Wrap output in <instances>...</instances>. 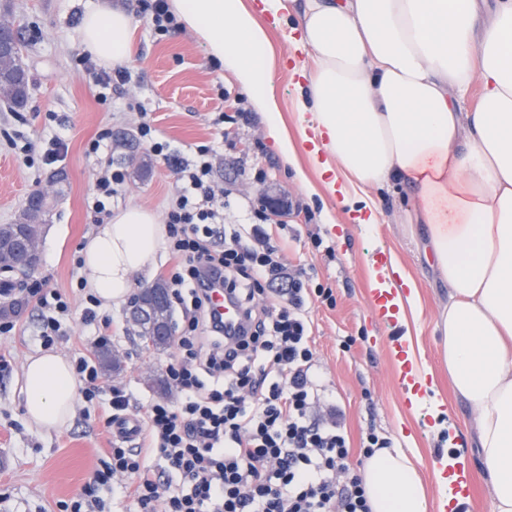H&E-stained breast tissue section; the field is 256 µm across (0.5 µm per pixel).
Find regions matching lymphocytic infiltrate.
Masks as SVG:
<instances>
[{"mask_svg": "<svg viewBox=\"0 0 512 512\" xmlns=\"http://www.w3.org/2000/svg\"><path fill=\"white\" fill-rule=\"evenodd\" d=\"M196 153L197 161L179 163L182 186L165 210L166 245L179 260L166 285L182 313L167 375L180 398L143 405L137 446L113 441L108 461L64 512H98L99 487L117 477L128 478L138 512H371L340 422L315 410L322 386L309 303L328 291L285 264L265 229V206L249 205L247 223L222 230L213 149L201 145ZM125 182L121 166L100 168L86 204L95 223L110 216ZM213 278L245 316L240 337H227L210 307L203 283ZM26 294L39 311L36 338L51 347L70 302L43 282ZM99 306L86 295L80 321L93 332L74 362L89 401L105 391L89 351L112 340Z\"/></svg>", "mask_w": 512, "mask_h": 512, "instance_id": "lymphocytic-infiltrate-1", "label": "lymphocytic infiltrate"}]
</instances>
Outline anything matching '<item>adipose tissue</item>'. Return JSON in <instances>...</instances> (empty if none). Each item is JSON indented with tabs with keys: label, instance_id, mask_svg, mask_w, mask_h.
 <instances>
[{
	"label": "adipose tissue",
	"instance_id": "adipose-tissue-1",
	"mask_svg": "<svg viewBox=\"0 0 512 512\" xmlns=\"http://www.w3.org/2000/svg\"><path fill=\"white\" fill-rule=\"evenodd\" d=\"M183 23L246 89L288 163L298 152L340 208L372 227L368 190L395 185L410 223L448 288L438 320L455 398L472 410L488 512H512V0H263L297 14L291 71L302 85L297 136L285 130L271 81L266 27L242 0H174ZM132 19L101 0L80 40L99 61L131 59ZM481 95L462 104L472 86ZM167 228L130 205L87 237V286L104 310L121 306L133 272L152 264ZM24 417L51 431L72 418L78 385L69 359L32 354ZM361 476L372 512H428L420 472L399 448L367 457Z\"/></svg>",
	"mask_w": 512,
	"mask_h": 512
}]
</instances>
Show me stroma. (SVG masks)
Masks as SVG:
<instances>
[{
	"label": "stroma",
	"instance_id": "obj_1",
	"mask_svg": "<svg viewBox=\"0 0 512 512\" xmlns=\"http://www.w3.org/2000/svg\"><path fill=\"white\" fill-rule=\"evenodd\" d=\"M97 2L0 0V23L9 21L23 28V60L31 79L26 109L17 111L0 101V224L14 221L31 192L42 189L51 194L37 277L67 294L73 307H80L79 283L87 272L75 267L73 258L95 229L87 216L86 199L100 159L87 148L99 131L111 130L112 159L127 172L118 207L139 204L160 216L179 187L178 175L173 163L140 143L141 118L150 120L155 139L179 158L192 159L197 146H214L212 175L231 192L225 223H245L248 201L264 195L290 200L292 206L281 218L288 226L287 261L291 267L306 269L313 284L333 292L332 302L311 305L315 358L325 387L322 406L343 412L352 468L358 471L364 464L360 440L370 427L390 437L394 447L413 449L415 464L426 476L453 443L466 450L476 473L455 512H486L489 488L477 476L480 460L469 407L453 401L450 422L457 434L453 442L448 439L452 431L429 429L410 413L393 350L383 341L387 331L370 304L366 273L377 258L393 260L418 283L423 312L418 320L407 323L409 340L414 349L423 350L436 371L438 390L450 398L448 368L442 362L436 329L448 290L419 246L423 225L402 221L403 192L370 189L380 209L374 229L361 230L352 215L337 210L335 198L322 188L316 173H309V186L296 181L293 168L266 136L263 113L253 110L248 93L210 56L205 41L184 28L167 38L156 36L142 18L134 16L135 0H112L133 14L131 76L124 85L108 87L110 105L99 104L97 87L77 62L85 53L79 40L80 23ZM296 22L293 15L267 22L276 61L272 82L290 129L295 126L300 92L296 76L282 61L292 51L287 35ZM131 100L142 105V112L126 110ZM241 109L251 112V123L233 122ZM220 114L227 116V123L214 125ZM18 133L36 155L45 140L64 135L63 161L47 169L23 166L7 144L8 137ZM142 162L148 165L143 174L137 170ZM128 312L124 305L107 313L114 336L111 347L121 355L123 369L105 375L104 381L126 387L132 403L142 404L161 396L148 381L165 378L175 351L145 348L128 322ZM37 314L34 300L26 299L13 318V332L0 335V358L10 364L9 371L0 374V512H61V502L91 480L113 440L107 424L111 410L103 399L78 400L64 428L37 432L26 427L20 388L23 366L40 348L34 336ZM161 397L173 402L178 393L171 388Z\"/></svg>",
	"mask_w": 512,
	"mask_h": 512
}]
</instances>
